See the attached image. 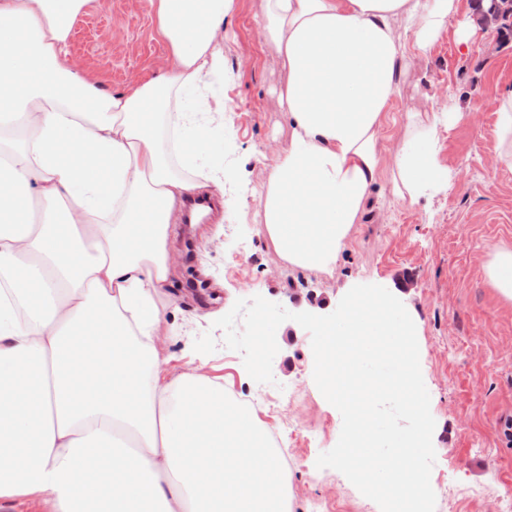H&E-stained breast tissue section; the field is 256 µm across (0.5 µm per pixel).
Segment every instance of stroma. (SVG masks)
<instances>
[{
  "instance_id": "stroma-1",
  "label": "stroma",
  "mask_w": 512,
  "mask_h": 512,
  "mask_svg": "<svg viewBox=\"0 0 512 512\" xmlns=\"http://www.w3.org/2000/svg\"><path fill=\"white\" fill-rule=\"evenodd\" d=\"M260 20L261 0H235L224 26V134L215 138L210 160L224 168L226 205L206 227L182 229L193 254L184 257L173 288L180 315L192 317L200 284L214 289L227 311L236 300L260 295L317 315L332 313L355 285L387 288L417 323L435 420V512H495L512 500V441L501 433L502 419L512 416V301L499 297L486 266L495 249H512V170L490 164L495 100L512 89V35L488 31L464 53L448 34L429 55L406 58L384 145L396 144L408 113H447L437 136L448 191L413 205L374 194L373 210L328 275L294 270L279 258L253 194L267 175L265 147L290 144L288 117L277 102L285 77L259 36ZM70 49L115 90L169 60L150 16L131 0H110L105 10L89 5L73 24ZM193 330L192 339H176L173 353L190 344L222 367L225 393L269 429L288 467L292 512H380L341 472L316 466L336 445L342 416L314 382L305 329L293 321L279 326L270 384L249 376L242 354L225 347L221 329L204 322Z\"/></svg>"
}]
</instances>
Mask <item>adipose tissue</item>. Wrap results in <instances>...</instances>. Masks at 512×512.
<instances>
[{"label": "adipose tissue", "instance_id": "1", "mask_svg": "<svg viewBox=\"0 0 512 512\" xmlns=\"http://www.w3.org/2000/svg\"><path fill=\"white\" fill-rule=\"evenodd\" d=\"M89 0H0V512H290L269 430L223 377L167 346L181 254L173 216L224 190V21L234 0H138L169 63L104 88L70 50ZM460 0H262L286 82L288 149L258 195L281 259L330 273L389 163L394 201L448 190L435 112L380 141L400 65L428 54ZM167 131L177 155L159 144Z\"/></svg>", "mask_w": 512, "mask_h": 512}]
</instances>
